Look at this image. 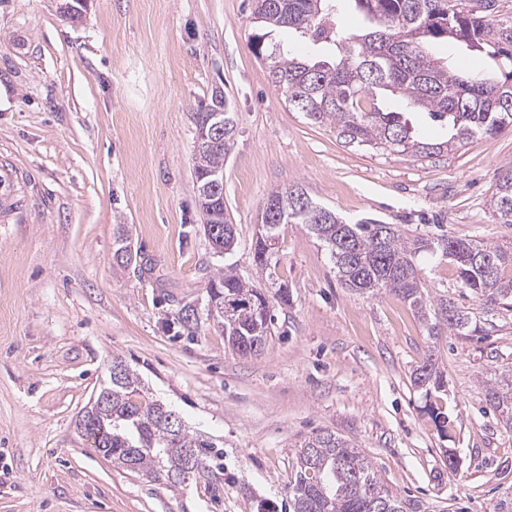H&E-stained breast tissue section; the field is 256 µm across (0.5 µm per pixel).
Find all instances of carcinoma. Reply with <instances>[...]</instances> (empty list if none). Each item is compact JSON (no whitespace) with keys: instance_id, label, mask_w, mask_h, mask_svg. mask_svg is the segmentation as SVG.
<instances>
[{"instance_id":"carcinoma-1","label":"carcinoma","mask_w":512,"mask_h":512,"mask_svg":"<svg viewBox=\"0 0 512 512\" xmlns=\"http://www.w3.org/2000/svg\"><path fill=\"white\" fill-rule=\"evenodd\" d=\"M347 6L363 13L371 27L341 34L336 17ZM259 25L252 38L256 56L266 61L268 75L288 107L314 124L336 129V138L369 153L433 158L466 145L478 135L512 127V16L499 17V0H487L475 11L472 0H253ZM293 31L312 46L331 50L333 60L312 61L290 53L271 33ZM454 41L476 51L497 67L478 68L462 77L432 58L427 46ZM388 92L408 105L424 109L446 127L447 139L411 135L403 113L386 110L379 96ZM236 125L224 137L195 148L196 177L224 175ZM265 204L277 219L264 226L253 243L258 278L273 279L272 241L283 224H303L328 253L341 284L359 294L384 290L407 301L433 337L482 328L472 317L443 302L429 313L420 292L421 252L439 251L455 262L461 287L489 309L512 307V249L475 240L437 236L408 237L401 226L372 217L351 222L315 201L299 185L271 190ZM204 234L214 253L227 254L237 244V229L224 213V193L208 204L198 201ZM490 207L503 224H512V164L503 167L499 193ZM211 300L223 305L215 317L229 347L242 356L260 354L272 335L274 317L261 284L227 266L208 283ZM122 380L102 389V406L85 408L79 432L104 456L122 468L162 479L177 487L209 470L221 452L212 442L171 419L173 410L145 393L140 374L125 361ZM414 384L425 396L444 390L446 381L432 360L415 370ZM485 400L512 428V370L486 382ZM195 455L189 466L183 449ZM288 512H408L412 505L383 486L371 461L354 444L332 430L306 438L296 456Z\"/></svg>"}]
</instances>
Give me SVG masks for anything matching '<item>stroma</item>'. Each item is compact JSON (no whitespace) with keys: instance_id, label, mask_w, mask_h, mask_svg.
Returning a JSON list of instances; mask_svg holds the SVG:
<instances>
[{"instance_id":"35a3bbf8","label":"stroma","mask_w":512,"mask_h":512,"mask_svg":"<svg viewBox=\"0 0 512 512\" xmlns=\"http://www.w3.org/2000/svg\"><path fill=\"white\" fill-rule=\"evenodd\" d=\"M251 11L252 0H90L72 22L58 0H0V512H256L261 500L282 512L299 445L322 429L351 439L418 512L512 501V430L483 387L512 368V309L484 311L447 257L418 259L426 304L450 302L485 336H429L403 299L342 287L301 224L279 228L274 277L289 302L273 306L262 353L239 356L210 317V275L254 277L257 216L277 187L411 237L440 224L512 242L489 206L512 129L430 160L348 146L289 111L252 51ZM218 91L237 123L224 210L238 242L220 257L197 203L192 122ZM116 357L222 450L214 484L172 487L89 447L76 422ZM429 357L447 381L430 402L412 377Z\"/></svg>"}]
</instances>
